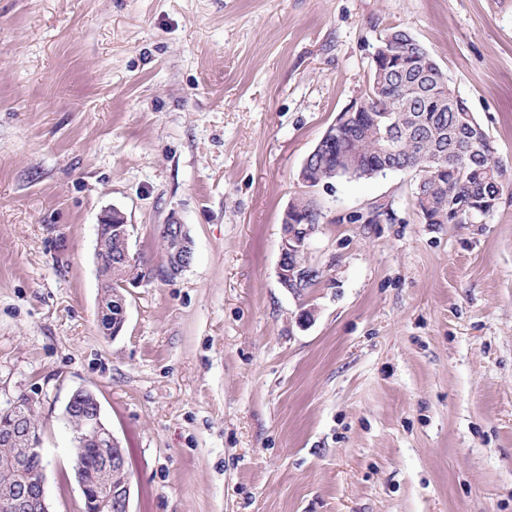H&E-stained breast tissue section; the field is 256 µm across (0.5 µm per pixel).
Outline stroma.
Segmentation results:
<instances>
[{
    "mask_svg": "<svg viewBox=\"0 0 512 512\" xmlns=\"http://www.w3.org/2000/svg\"><path fill=\"white\" fill-rule=\"evenodd\" d=\"M393 26L507 186L448 224L410 172L314 188L320 279L289 293L283 213ZM112 208L156 273L113 338ZM173 217L194 259L167 277ZM80 387L128 452L130 512H512V0H0V406L38 403L51 512L83 510Z\"/></svg>",
    "mask_w": 512,
    "mask_h": 512,
    "instance_id": "35a3bbf8",
    "label": "stroma"
}]
</instances>
